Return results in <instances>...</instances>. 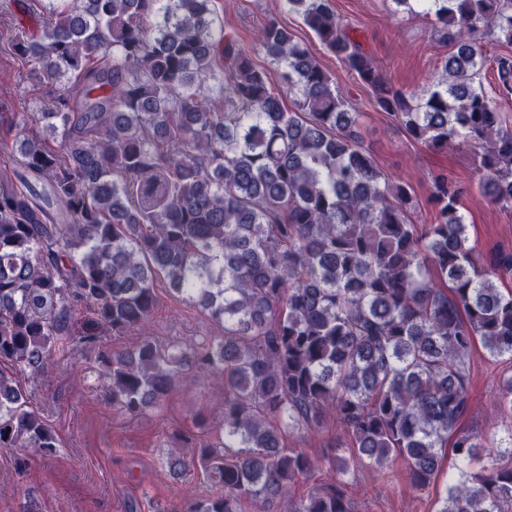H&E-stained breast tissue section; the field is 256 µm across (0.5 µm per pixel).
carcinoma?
I'll use <instances>...</instances> for the list:
<instances>
[{
  "label": "carcinoma",
  "mask_w": 512,
  "mask_h": 512,
  "mask_svg": "<svg viewBox=\"0 0 512 512\" xmlns=\"http://www.w3.org/2000/svg\"><path fill=\"white\" fill-rule=\"evenodd\" d=\"M213 2L42 0L38 35L12 40L18 59L67 87L40 131L0 103V142L20 155L0 173V361L45 372L84 309L96 315L91 346L142 328L164 278L224 334L167 346L145 336L103 358L100 378L130 417L182 381L224 379L216 440L163 451L173 478L193 470L211 486L171 512H355L340 480L299 499L288 487L324 461L339 475L399 461L426 488L448 447L456 473L436 512H512V460L474 466L481 443L459 430L475 342L512 365V290L499 286L512 282V251L485 260L470 244L446 173L433 177V222L411 223L406 186L362 148V113L308 49L275 20L262 27L258 44L281 68L273 88ZM393 2L455 48L419 97L390 83L330 0H280L414 140L473 148L484 195L512 209V128L479 82L481 37L512 47V0ZM494 62L507 99L512 57ZM496 407L512 418V373ZM329 419L347 441L320 457L288 445ZM0 448H58L3 372Z\"/></svg>",
  "instance_id": "obj_1"
}]
</instances>
